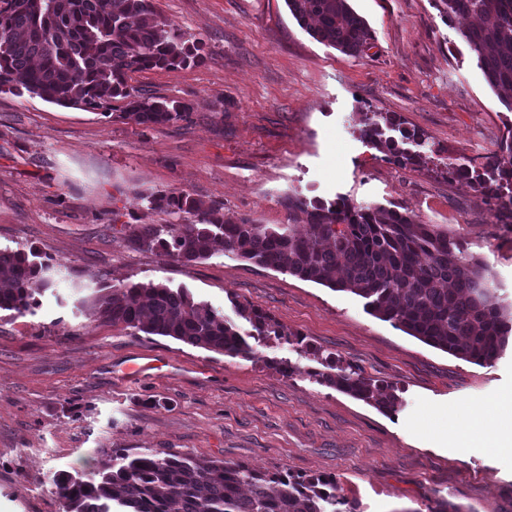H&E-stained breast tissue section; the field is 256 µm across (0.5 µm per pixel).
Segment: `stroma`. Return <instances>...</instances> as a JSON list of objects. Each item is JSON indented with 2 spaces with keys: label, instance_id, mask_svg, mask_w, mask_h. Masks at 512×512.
I'll use <instances>...</instances> for the list:
<instances>
[{
  "label": "stroma",
  "instance_id": "stroma-1",
  "mask_svg": "<svg viewBox=\"0 0 512 512\" xmlns=\"http://www.w3.org/2000/svg\"><path fill=\"white\" fill-rule=\"evenodd\" d=\"M375 39L352 57L314 40L285 0H154L204 64L133 74L144 92L189 104L187 119L142 125L0 93V246L59 262L33 314L0 313V512H64L47 475L112 450L176 451L269 472L330 476L365 512H512V455L439 437L437 414H489L512 395V352L479 366L367 312L364 299L223 253L184 265L125 243L130 224H172L147 195L186 190L258 224H287L288 192L399 206L459 235L512 299V224L447 158L482 166L508 114L431 0H349ZM423 133L400 166L346 135L364 113ZM183 287L234 317L270 314L323 353L394 385L386 414L275 365L308 357L276 339L227 357L95 321L98 286Z\"/></svg>",
  "mask_w": 512,
  "mask_h": 512
}]
</instances>
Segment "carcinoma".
<instances>
[{
    "instance_id": "cac0c4a2",
    "label": "carcinoma",
    "mask_w": 512,
    "mask_h": 512,
    "mask_svg": "<svg viewBox=\"0 0 512 512\" xmlns=\"http://www.w3.org/2000/svg\"><path fill=\"white\" fill-rule=\"evenodd\" d=\"M298 24L321 44L353 57L370 48L373 33L348 0H285ZM442 20L459 16L476 23L458 29L487 84L512 112V0H433ZM206 60L204 44L188 42L161 20L153 0H0V92L25 93L64 106L120 112L140 124L164 125L189 116L191 106L147 95L128 84L131 75L174 71ZM362 137L387 149L400 165L420 154L398 148L374 116L366 114ZM470 184H512V118L504 122L498 151L479 169L458 165ZM288 213L305 216L269 227L224 215L185 192L148 197V210L176 215L181 224H130L126 242L183 264L222 251L301 280L367 300L369 311L423 343L481 366L492 365L512 343V304L497 293L488 264L462 237L422 224L395 208L331 204L286 194ZM31 247L0 248V312L23 317L50 288L48 266ZM235 313L252 333L197 301L185 288L163 283H122L97 294L92 316L132 332L169 337L209 352L252 357L247 338L274 336L307 354L298 334L268 313L236 303ZM325 371L286 365L388 413L399 396L391 384L363 376L342 358L313 352ZM48 481L65 512H363L357 499L336 494L334 477L305 479L258 471L246 464L201 461L151 448L130 455L112 451L107 463L59 471Z\"/></svg>"
}]
</instances>
